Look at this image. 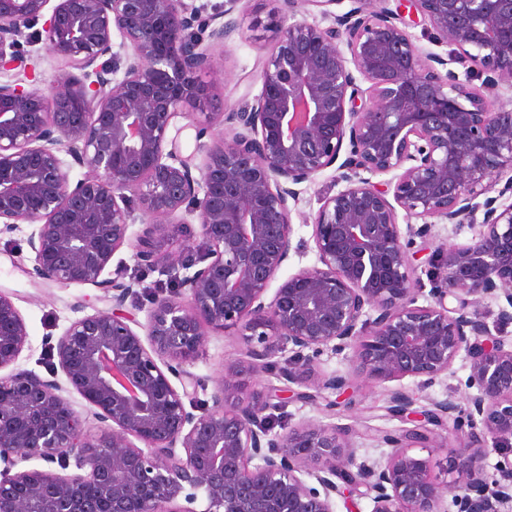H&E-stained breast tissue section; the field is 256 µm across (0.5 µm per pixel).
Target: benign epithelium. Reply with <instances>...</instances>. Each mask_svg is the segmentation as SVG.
<instances>
[{"label":"benign epithelium","mask_w":512,"mask_h":512,"mask_svg":"<svg viewBox=\"0 0 512 512\" xmlns=\"http://www.w3.org/2000/svg\"><path fill=\"white\" fill-rule=\"evenodd\" d=\"M239 2L204 14L186 0H0L1 70L28 75L21 40L41 19L50 50L70 64L48 93L0 82V222L38 225L29 246L42 281L112 293V308L73 321L52 347L61 383L16 367L29 333L0 291V512H335L336 499L355 495L372 512H447L429 460L410 449L428 447L429 426L451 415L461 512H501L512 463L491 475L485 458L512 449V342L475 308L502 299L498 320L512 323V203H499L512 194L502 93L512 90V0H399L394 10L351 0L328 26L302 6L326 19L336 0H281L290 22L273 26L261 94L238 112L207 113L198 137L225 123L237 132L212 142L194 171L168 132L210 96L196 77L209 65L203 45L238 32ZM405 11L422 16L446 56L415 45ZM115 31L131 47L124 58L112 52ZM75 165L89 174L72 180ZM334 166L346 185L323 200L308 241L293 223L295 186ZM137 208L197 215L206 244L204 266L153 295L144 324L125 310L123 269L104 277L112 257L129 246L137 264L174 269L183 251L157 222L131 241ZM479 212L470 242L433 246L435 222L473 224ZM310 248L313 265L277 280L290 254ZM419 268L430 282L422 306ZM228 330L251 361L225 368L211 404L198 405L184 365ZM346 351L373 381L412 377L421 388L461 355L474 393L463 409L447 399L421 410L393 393L390 412L412 427L386 438L383 461H356L334 424L272 433L273 411L290 400L330 390L349 403L347 379L318 364ZM247 374L302 390L244 397ZM72 392L101 430H86ZM71 458L77 473L26 466L65 470Z\"/></svg>","instance_id":"7a95c632"}]
</instances>
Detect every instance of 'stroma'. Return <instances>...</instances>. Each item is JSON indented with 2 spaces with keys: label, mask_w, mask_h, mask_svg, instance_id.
<instances>
[{
  "label": "stroma",
  "mask_w": 512,
  "mask_h": 512,
  "mask_svg": "<svg viewBox=\"0 0 512 512\" xmlns=\"http://www.w3.org/2000/svg\"><path fill=\"white\" fill-rule=\"evenodd\" d=\"M282 9L280 0H240L237 15L240 32L230 41L211 46L210 67L201 72L203 82L213 84L217 108L233 112L253 102L262 89L261 70L272 48L268 25ZM173 223L177 234L186 245L184 264L176 269L137 265L130 248L115 253L112 265H124L128 275L139 276L149 288H173L177 279L187 275L203 254L201 229L196 216L180 213ZM34 227L16 224L0 231V289L10 292L29 333V346L19 360L20 368L41 376H50L58 364L50 351L57 339L78 318L107 307L109 295L103 290L85 285L62 286L45 283L34 275V254L28 239ZM246 348L242 340L228 333H215L208 337L199 356L187 363L186 369L198 378L203 388L198 391L200 402L210 400V388L219 379L227 365L245 360ZM320 370L327 375L346 377L352 383L348 409L337 410L328 417L325 406L332 400V391L326 390L316 400L289 402L278 417L280 427L306 422L333 423L349 429L358 459H383L390 451L384 438L398 434L404 424L388 411L390 396L402 390L409 394L417 406L430 407L431 403L445 399L465 406L468 390L464 385L470 370L463 358H456L447 375L432 387L420 389L413 378L373 382L355 372L352 361L342 355L324 354Z\"/></svg>",
  "instance_id": "1"
}]
</instances>
